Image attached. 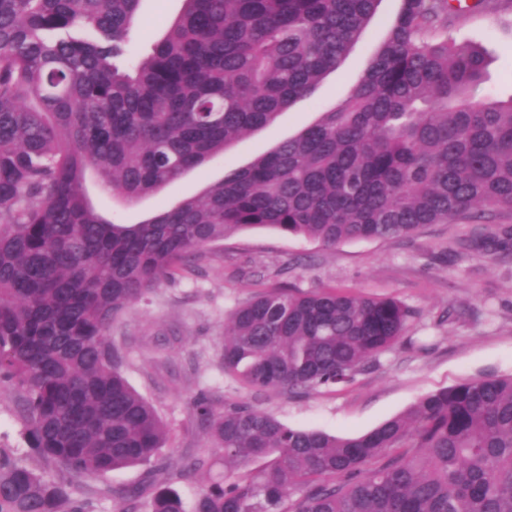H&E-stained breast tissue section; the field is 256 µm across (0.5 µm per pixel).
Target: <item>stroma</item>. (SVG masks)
Here are the masks:
<instances>
[{
	"label": "stroma",
	"instance_id": "35a3bbf8",
	"mask_svg": "<svg viewBox=\"0 0 512 512\" xmlns=\"http://www.w3.org/2000/svg\"><path fill=\"white\" fill-rule=\"evenodd\" d=\"M182 0H143L132 46L145 53L179 15ZM401 8L381 0L377 14L340 67L311 95L297 100L270 126L251 132L205 167L193 170L132 205L115 201L95 183L93 206L120 224L139 223L183 198L247 166L321 113L341 102L367 69ZM481 48L486 79L476 99L512 97V8L471 15L453 32ZM512 229V212L488 221L431 224L409 237L317 241L254 228L210 245L192 277L161 280L147 296L116 318L111 337L124 353V372L170 429L162 450L180 470L198 454H210V470L177 485L185 505L224 475L223 455L210 447L192 401L206 392L216 408L228 401L257 405L292 428L351 436L408 411L422 397L471 378L512 374V249L502 250L489 233ZM303 291L335 286L368 297H394L414 316L402 339L371 363L351 386L300 394L244 388L225 374L224 323L254 293L277 285ZM17 392L0 386V442L21 461H34L22 441Z\"/></svg>",
	"mask_w": 512,
	"mask_h": 512
}]
</instances>
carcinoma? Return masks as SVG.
Here are the masks:
<instances>
[{
    "label": "carcinoma",
    "instance_id": "1",
    "mask_svg": "<svg viewBox=\"0 0 512 512\" xmlns=\"http://www.w3.org/2000/svg\"><path fill=\"white\" fill-rule=\"evenodd\" d=\"M379 2L182 0L138 58L141 0H0V384L38 459L0 446V512H97L72 479L130 466L143 478L114 512H185L167 426L110 329L202 249L252 228L334 246L512 211V99H474L484 55L452 35L507 0H402L346 98L296 136L138 224L90 203V178L134 204L272 124ZM412 317L392 297L270 288L224 322V372L258 391L346 387ZM193 410L225 472L192 512H512V375L430 393L356 437L204 393Z\"/></svg>",
    "mask_w": 512,
    "mask_h": 512
}]
</instances>
